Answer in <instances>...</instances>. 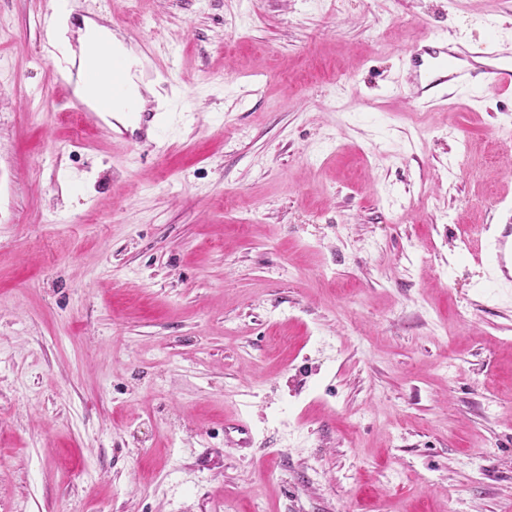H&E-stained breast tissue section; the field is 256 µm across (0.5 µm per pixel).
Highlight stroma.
I'll return each mask as SVG.
<instances>
[{
	"mask_svg": "<svg viewBox=\"0 0 512 512\" xmlns=\"http://www.w3.org/2000/svg\"><path fill=\"white\" fill-rule=\"evenodd\" d=\"M51 15L0 0V512H512V286L469 248L512 221V0H75L68 41L153 49L152 147L80 126ZM435 34L476 89L439 110ZM432 43L434 45L413 47L405 53L404 65L409 75L413 98L420 100L424 93L448 83V70H454L450 92L448 93V86L446 89L436 90L427 102L441 103L453 94L472 90L466 79L467 70L457 67L455 62L463 58L462 54L449 51L448 43L442 37H436ZM485 73L488 74L489 87L499 93H512V67L492 63L484 67Z\"/></svg>",
	"mask_w": 512,
	"mask_h": 512,
	"instance_id": "stroma-1",
	"label": "stroma"
}]
</instances>
